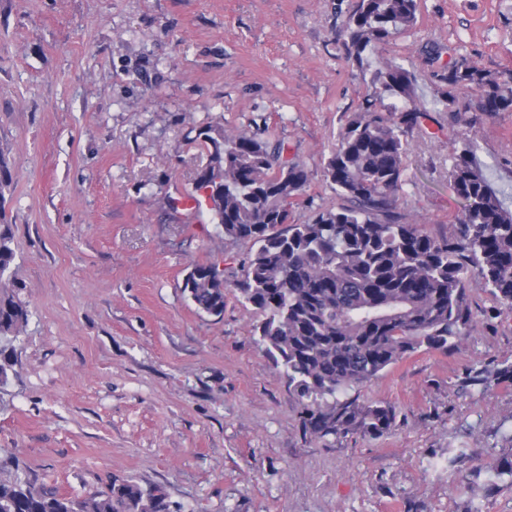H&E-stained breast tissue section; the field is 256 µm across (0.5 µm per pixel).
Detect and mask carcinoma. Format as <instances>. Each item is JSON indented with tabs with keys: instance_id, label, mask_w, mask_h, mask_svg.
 Instances as JSON below:
<instances>
[{
	"instance_id": "1",
	"label": "carcinoma",
	"mask_w": 512,
	"mask_h": 512,
	"mask_svg": "<svg viewBox=\"0 0 512 512\" xmlns=\"http://www.w3.org/2000/svg\"><path fill=\"white\" fill-rule=\"evenodd\" d=\"M418 0H356L345 22L350 56L387 44L414 27ZM445 94L476 89V104L456 109L457 121L475 108L512 112V74L502 79L465 56L441 74ZM380 90L365 98L342 129L325 176L344 204L319 209L305 224L293 206L309 173L285 156L271 135L208 126L198 133L209 165L196 190L206 198L224 236L251 244L242 279L231 284L241 302L262 316L258 344L280 367L302 402L304 433L328 438L359 432L379 436L395 424L390 405L359 403L349 392L405 356L425 348L446 353L469 335L473 312L466 279L475 269L486 291L512 307V211L504 207L464 145L448 178L460 206L452 233L434 237L401 212L409 132L424 109L414 102V74L392 62L378 73ZM401 100L382 112L384 95ZM14 225L0 223V385L7 384L14 343L29 310L12 276ZM197 308L224 314V271L195 263L183 280ZM474 385L512 383V364L491 372L472 366ZM0 512H172L158 488L113 481L104 491L72 499L37 487L18 474L0 473Z\"/></svg>"
}]
</instances>
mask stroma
I'll use <instances>...</instances> for the list:
<instances>
[{
    "mask_svg": "<svg viewBox=\"0 0 512 512\" xmlns=\"http://www.w3.org/2000/svg\"><path fill=\"white\" fill-rule=\"evenodd\" d=\"M354 3L0 0V217L30 311L0 387L1 470L76 498L131 479L179 512H512V481L488 469L512 452V386L462 384L472 363L512 362V310L477 278L457 349L419 350L357 389L397 412L376 438L305 435L256 343L260 315L232 288L220 317L182 290L195 263L241 278L250 250L172 206L209 161L200 129L283 141L310 173L294 207L306 223L340 204L326 161L391 62L429 112L408 136L409 218L450 234L448 165L467 139L512 210V112L458 124L440 94L459 55L512 73V0H418L415 26L361 63L344 47Z\"/></svg>",
    "mask_w": 512,
    "mask_h": 512,
    "instance_id": "obj_1",
    "label": "stroma"
}]
</instances>
